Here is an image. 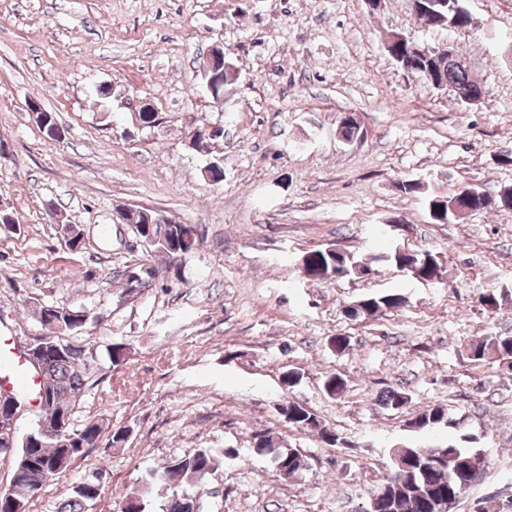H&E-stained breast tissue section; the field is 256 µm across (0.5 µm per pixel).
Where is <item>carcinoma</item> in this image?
I'll list each match as a JSON object with an SVG mask.
<instances>
[{"instance_id": "obj_1", "label": "carcinoma", "mask_w": 512, "mask_h": 512, "mask_svg": "<svg viewBox=\"0 0 512 512\" xmlns=\"http://www.w3.org/2000/svg\"><path fill=\"white\" fill-rule=\"evenodd\" d=\"M425 10L418 13L420 24L431 29L448 27L457 31L472 28L471 14L464 0H422ZM402 58L409 73L423 76L429 83L447 84L454 88L458 98H472L482 94L481 84L468 68H461L444 53L412 55L404 52ZM40 131L52 140H59L55 132L62 131L51 112L44 113ZM431 218L446 224L457 216L449 201L443 197L429 200ZM158 214L143 208L132 217V231L154 252L165 269V280H180L186 258L194 254L201 242V235L193 224H159ZM57 233L73 252L85 245L84 229L79 224L56 221ZM372 261L388 265H403L418 271L417 280L432 282L437 278L438 257L429 251L411 248L394 250L372 257ZM347 268V277L362 279L372 274L370 264L355 256H338L326 249H316L302 257V268L312 280L336 277L339 268ZM157 278L154 265L135 263L122 270V295L134 298L139 286L150 285ZM512 295L504 290L489 291L479 298L480 305L488 311H497ZM406 305L404 295L396 292L366 294L361 297L348 315L353 318L377 319L394 313ZM34 314L49 334L37 339L46 352L44 362L36 372L44 377L39 395V406L31 413V425L23 437L5 426L0 417V458L13 462L10 487L0 494V512H29L33 498L47 483L60 478L78 456L87 448L99 446L104 436H109V446L125 443L128 431L124 428L110 430L103 421L91 420L75 428L72 415L93 374L100 369V355L96 344L72 343L60 339L62 335L77 333L86 328L94 317L85 310L56 305H38ZM467 355L473 361L491 360L512 368V336L485 334L470 340ZM377 405L398 410L410 402L407 394L395 389H385L375 398ZM285 419L295 427L314 433L327 445L344 443L343 437L324 426L317 415L295 401H288ZM461 422L440 407L428 406L408 420L407 427L414 431L430 430L440 426L455 428ZM473 435L463 434L457 441H449L430 449L404 446L393 450L398 462L386 476L373 497L387 492L392 498L391 507L383 512H443L448 500H457L468 488L461 476L474 469H484L486 456L471 446ZM253 452L270 458L276 475L293 478L307 468V457L296 448H288L272 431L255 433L251 438ZM237 456L234 448H200L194 452L171 459L160 469L145 472L138 494L125 497L128 508L135 512L149 510L152 497L161 495L160 512H177L178 502L195 495L178 489L182 481L194 485L202 483L218 471L224 460ZM102 474L98 473L72 488L70 496L58 506L57 512H88L100 495Z\"/></svg>"}]
</instances>
